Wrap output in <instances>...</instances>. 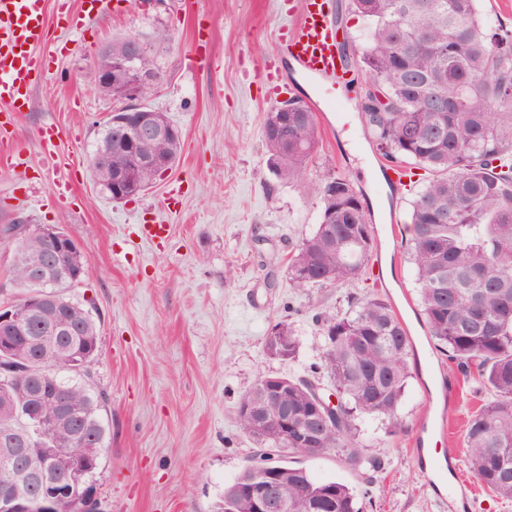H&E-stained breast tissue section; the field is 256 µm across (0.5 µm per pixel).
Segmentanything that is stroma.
<instances>
[{
    "label": "stroma",
    "mask_w": 512,
    "mask_h": 512,
    "mask_svg": "<svg viewBox=\"0 0 512 512\" xmlns=\"http://www.w3.org/2000/svg\"><path fill=\"white\" fill-rule=\"evenodd\" d=\"M296 6L297 0H144L127 8L117 0L82 29L50 26L68 49L31 89L30 107L16 125L29 169L21 177L0 167V225L24 217L59 227L80 245L88 275L71 295L92 307L100 339L93 370L109 396V429L96 488L107 512H215L254 446L238 427L240 396L260 376L303 375L323 352L314 314L344 315L351 297L369 294L391 301L416 344L399 410L405 430L392 432L379 420L365 424L364 452L384 463L375 481L334 453L304 459V466L368 496L366 512H448L413 455L421 418L438 411L449 416L448 433L429 439L431 454L455 466L459 479H472L461 451L464 423L493 394L451 370L426 339L405 236L382 231L391 215L408 222L413 194L390 191L365 138L358 87L319 119L303 182H282L267 164L262 124L279 101L266 98L258 65L276 59L273 36ZM201 27L213 54L207 67L191 55ZM119 35L139 38L153 60L160 84L145 104L179 128L182 142L175 167L143 194L116 203L97 189L86 157L100 122L117 107L89 74L100 49ZM48 124L63 130L58 148L79 163L76 193L65 206L53 198L65 171L43 163L39 132ZM336 175L361 190L367 217L380 229L378 259L340 287L300 292L288 281V254L319 222L321 199L310 186ZM173 184L182 197L167 238L140 240V225L152 223ZM17 196L28 200L20 211L12 207ZM280 321L292 323L300 339L290 362L265 351Z\"/></svg>",
    "instance_id": "1"
}]
</instances>
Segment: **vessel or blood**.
Segmentation results:
<instances>
[{
  "instance_id": "obj_1",
  "label": "vessel or blood",
  "mask_w": 512,
  "mask_h": 512,
  "mask_svg": "<svg viewBox=\"0 0 512 512\" xmlns=\"http://www.w3.org/2000/svg\"><path fill=\"white\" fill-rule=\"evenodd\" d=\"M102 0H83L81 11H74L72 0H0V162L12 170L25 168V156L15 150L11 128L19 113L28 106L30 88L46 77L51 61L60 51L51 36L48 13L77 28L100 11ZM283 58L294 61L304 77L313 82L316 107L332 105L348 82V71L339 47L335 17L329 0H301L299 18L277 33ZM58 131L45 126L40 135L44 156L54 168L67 166L66 158L55 151ZM445 420L423 419L413 441L414 453L429 480L440 481L443 501L453 512L464 503L473 488L468 484L450 485L435 458L426 456L423 444L428 434H444Z\"/></svg>"
}]
</instances>
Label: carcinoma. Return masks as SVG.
I'll return each instance as SVG.
<instances>
[{
  "label": "carcinoma",
  "instance_id": "carcinoma-1",
  "mask_svg": "<svg viewBox=\"0 0 512 512\" xmlns=\"http://www.w3.org/2000/svg\"><path fill=\"white\" fill-rule=\"evenodd\" d=\"M350 8L369 29L368 40L353 50L355 65L366 76L364 85L387 99L382 115L362 113L367 135L386 160L433 174L413 197L405 227L429 335L460 373L477 372L494 395L468 421L465 459L485 490L512 499V29L483 21L477 0H351ZM288 103L297 104L294 111L267 113L262 140L273 174L297 182L318 126L305 100ZM145 112L162 135L144 143L142 153L174 167L180 131L163 113ZM91 155L93 180L119 201L112 176L134 158L114 148L110 127L100 128ZM158 178L156 170H142L127 195L141 194ZM318 190L319 224L288 255V280L300 292L359 278L376 241L375 225L348 180L329 177ZM51 250V242L36 235L14 243L10 281L20 293L0 303L26 307L33 292L41 301L30 309L24 335L9 337L10 351H0V435L7 430L20 438L49 403L67 402L75 411L72 426L50 429L47 436L51 447L65 448L80 461L85 448L107 450L108 396L91 385V364L100 353L96 322L68 295L85 279L81 253L60 260L35 288L27 285L28 262ZM315 318L323 337L320 362L280 380L288 384V407L322 415L324 426L316 433L290 430L285 439L253 425L243 417L245 409L259 416L273 411L260 378L236 407L240 430L257 448L250 464L224 486L218 512H241L237 488L269 468L278 472L284 512H363L346 484L318 479L288 458L336 452L355 469L380 471L381 460L361 451V426L380 419L400 428L413 340L392 304L376 295L351 298L345 316L325 311ZM273 329L266 352L294 359L300 340L292 324L281 321ZM322 379L336 394L334 415L319 406ZM16 480L0 462V487ZM19 485L32 495L39 480L25 477Z\"/></svg>",
  "mask_w": 512,
  "mask_h": 512
}]
</instances>
